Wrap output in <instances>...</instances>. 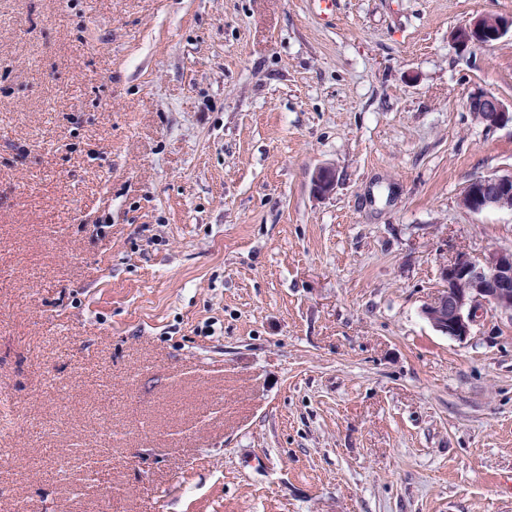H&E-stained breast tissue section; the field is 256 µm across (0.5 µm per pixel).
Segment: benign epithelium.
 Here are the masks:
<instances>
[{"label": "benign epithelium", "mask_w": 512, "mask_h": 512, "mask_svg": "<svg viewBox=\"0 0 512 512\" xmlns=\"http://www.w3.org/2000/svg\"><path fill=\"white\" fill-rule=\"evenodd\" d=\"M485 16L476 17L454 32V41L467 49L482 46L512 30V20L486 30ZM467 107L475 121L488 128L512 125V109L488 92L471 95ZM313 194L326 197L336 186V171L318 167L311 178ZM512 201V173L471 180L463 189L462 208L481 213L501 209ZM441 292L422 308L423 316L441 334L463 340L471 334L477 315L490 307L512 313V250H494L479 259L461 251L440 268Z\"/></svg>", "instance_id": "obj_1"}]
</instances>
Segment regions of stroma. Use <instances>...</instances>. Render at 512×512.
<instances>
[{
  "instance_id": "obj_1",
  "label": "stroma",
  "mask_w": 512,
  "mask_h": 512,
  "mask_svg": "<svg viewBox=\"0 0 512 512\" xmlns=\"http://www.w3.org/2000/svg\"><path fill=\"white\" fill-rule=\"evenodd\" d=\"M479 15L512 0H0V512H512V315L421 313L512 249L458 202L512 171ZM486 15L476 17L461 27L457 28L454 32V41L461 47L467 49L477 46H482L489 43V40H496L503 37L509 31L512 30V20L507 18L506 23H501L503 16L499 15H488L487 27L488 31L492 32L493 35L489 34L486 30ZM501 23V25H499ZM499 25L497 30L495 27ZM467 107L475 121L488 128L512 125V109L508 108L498 97L488 92L471 95ZM313 194L326 197L331 194L336 186V171L331 166L318 167L311 178Z\"/></svg>"
}]
</instances>
